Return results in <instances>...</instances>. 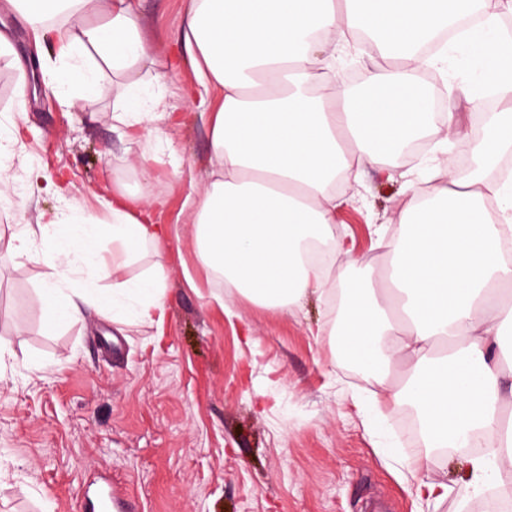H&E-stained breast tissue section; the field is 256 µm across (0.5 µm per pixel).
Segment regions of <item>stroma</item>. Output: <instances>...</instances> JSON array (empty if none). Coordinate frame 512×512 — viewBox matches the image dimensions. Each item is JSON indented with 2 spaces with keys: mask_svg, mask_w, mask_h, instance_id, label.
<instances>
[{
  "mask_svg": "<svg viewBox=\"0 0 512 512\" xmlns=\"http://www.w3.org/2000/svg\"><path fill=\"white\" fill-rule=\"evenodd\" d=\"M188 0H139L151 58L133 69L142 95L168 109L133 130L112 112V74L104 72L93 111L45 84L41 65L52 34L34 35L9 0H0V135L13 137L0 158L7 194L0 236L40 223L42 214L77 206L105 216L115 189H146L167 240L131 258H100L109 277L98 288L160 273L166 313L133 323L134 297L112 318L84 305L74 280L65 302L78 320L51 324L32 303L50 270L37 256L0 252V512H74L90 473L125 483L141 512H465L471 489L467 453L438 457L432 478L446 498L416 507L405 486L418 456L396 429L389 385L353 377L326 329L335 307L311 295L299 309L256 305L222 287L198 257L191 216L213 169L209 116L219 93L201 85L180 41ZM428 67V93L472 130L483 87L464 46ZM337 76L396 66L358 39L338 43ZM432 158L366 163L360 182L338 188L335 231L357 258L338 263L335 280L390 266L377 228L391 227L409 184L429 187Z\"/></svg>",
  "mask_w": 512,
  "mask_h": 512,
  "instance_id": "35a3bbf8",
  "label": "stroma"
}]
</instances>
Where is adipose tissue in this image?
<instances>
[{"label":"adipose tissue","mask_w":512,"mask_h":512,"mask_svg":"<svg viewBox=\"0 0 512 512\" xmlns=\"http://www.w3.org/2000/svg\"><path fill=\"white\" fill-rule=\"evenodd\" d=\"M34 34L51 18L61 83L84 100L98 93L103 70L118 78L113 103L123 126L165 111L162 98L138 95L126 74L148 60L137 0H11ZM506 0H190L183 42L201 80L222 93L211 119L209 188L194 212L197 253L224 285L267 307L293 309L310 294L336 290L340 311L330 334L345 356L387 383L404 363L394 401L409 400L421 416L429 447L486 439L469 461L474 487L490 464L512 468V426L502 420L504 372L494 345L512 328V307L500 297L512 285V180L495 169L512 153V38L501 29ZM105 11L103 23L89 15ZM477 25L462 42L483 67L486 90L501 101L475 145L478 170L458 177L441 159L440 180L411 192L399 214L390 270H377L335 288L310 263V244L357 260L333 232L336 183L355 179L362 163L386 166L405 143L433 128L431 98L415 79L430 65L420 47L468 18ZM373 33L379 54L402 67L371 72L368 93L339 82L328 49L349 33ZM108 222L74 207L45 216L37 229L14 234L8 251L25 257L34 238L47 241L50 269L77 267L88 278L102 268L104 235L129 255L160 245L145 191L121 190L108 204ZM140 323L164 317L163 280L131 287ZM448 342L437 351L433 342Z\"/></svg>","instance_id":"1"}]
</instances>
